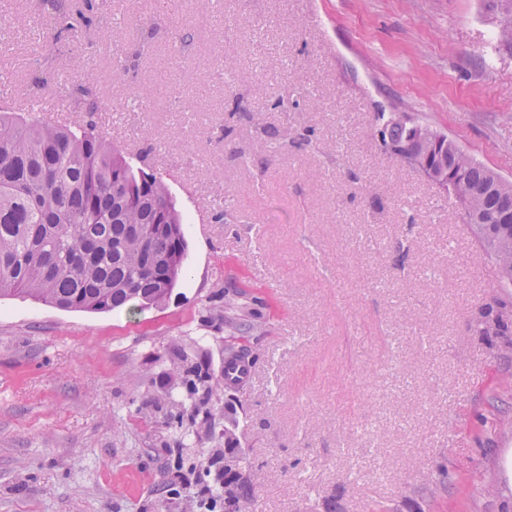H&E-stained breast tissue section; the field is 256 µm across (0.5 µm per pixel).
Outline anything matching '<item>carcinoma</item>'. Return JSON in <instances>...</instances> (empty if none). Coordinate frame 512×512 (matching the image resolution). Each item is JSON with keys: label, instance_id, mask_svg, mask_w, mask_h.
<instances>
[{"label": "carcinoma", "instance_id": "1", "mask_svg": "<svg viewBox=\"0 0 512 512\" xmlns=\"http://www.w3.org/2000/svg\"><path fill=\"white\" fill-rule=\"evenodd\" d=\"M41 19L57 33L76 37L94 25L87 0H38ZM71 95L81 111L99 103L82 86ZM383 148L393 156L415 147L414 125L379 115ZM447 168L463 171L454 184L456 198L472 199L480 215L469 214L480 246L507 286L512 249L496 251L500 230L484 219L512 210V195L492 191L498 174L448 142ZM187 220L176 207L166 182L136 166L112 138L96 126H71L38 120L30 112H0V298L23 295L60 309L134 313L165 301L184 269ZM246 305L225 303L212 319L229 335L255 327L244 318ZM181 385L191 397L210 391L208 371L182 356ZM204 499L224 502V512H238L236 502L202 476Z\"/></svg>", "mask_w": 512, "mask_h": 512}]
</instances>
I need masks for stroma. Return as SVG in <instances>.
I'll list each match as a JSON object with an SVG mask.
<instances>
[{
  "label": "stroma",
  "instance_id": "1",
  "mask_svg": "<svg viewBox=\"0 0 512 512\" xmlns=\"http://www.w3.org/2000/svg\"><path fill=\"white\" fill-rule=\"evenodd\" d=\"M155 2L93 0L111 36L71 41L36 0H0L14 92L146 153L189 219L161 306L0 299V512H188L169 450L208 458L231 420L251 512H512V305L457 199L386 154L377 121L431 125L512 181L500 0ZM48 52L65 73L34 69ZM74 84L103 110L73 111ZM242 289L253 374L214 389L199 437L175 421V354L222 380L210 310Z\"/></svg>",
  "mask_w": 512,
  "mask_h": 512
}]
</instances>
